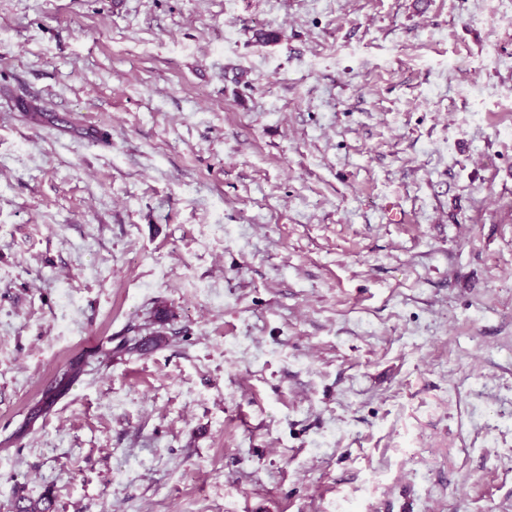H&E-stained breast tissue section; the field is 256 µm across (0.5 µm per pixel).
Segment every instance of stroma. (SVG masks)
I'll return each mask as SVG.
<instances>
[{"label": "stroma", "mask_w": 512, "mask_h": 512, "mask_svg": "<svg viewBox=\"0 0 512 512\" xmlns=\"http://www.w3.org/2000/svg\"><path fill=\"white\" fill-rule=\"evenodd\" d=\"M17 488L512 512V0H0ZM87 362L82 357L72 360L68 369L56 377V384L42 390L39 399L29 407V420L35 421L46 418L54 409L57 402L64 397L72 386L83 376Z\"/></svg>", "instance_id": "1"}]
</instances>
